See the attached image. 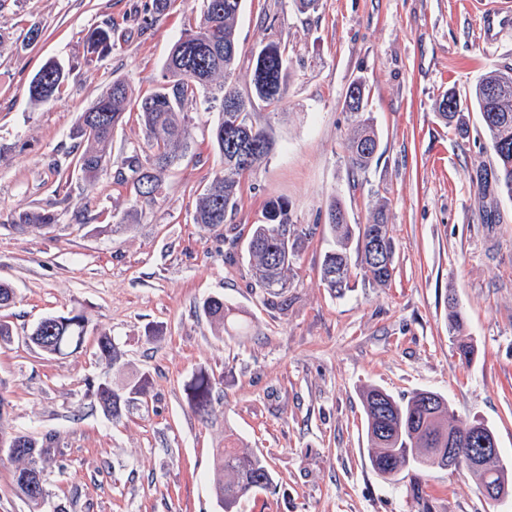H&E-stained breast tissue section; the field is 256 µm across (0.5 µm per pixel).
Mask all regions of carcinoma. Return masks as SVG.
Listing matches in <instances>:
<instances>
[{
	"instance_id": "1",
	"label": "carcinoma",
	"mask_w": 512,
	"mask_h": 512,
	"mask_svg": "<svg viewBox=\"0 0 512 512\" xmlns=\"http://www.w3.org/2000/svg\"><path fill=\"white\" fill-rule=\"evenodd\" d=\"M171 0H151L143 23L149 25L163 16ZM242 0H203L199 19L189 25L172 45L163 66L161 81L148 93L132 98L127 85L112 81L98 100L79 115L71 137L82 149L76 156L73 171L91 184L106 163L107 148L126 114L138 113L145 130L146 149L132 148L124 160L135 199L146 202L161 194L164 175L194 147L192 118L187 105L203 98L207 110L217 114L211 129L210 143L219 155L221 168L198 193L193 222L208 230L233 223L240 198L241 182L248 170L235 155L239 143L257 146L259 164L272 150L266 129L255 120L254 104L279 106L287 89L288 63L279 44L270 42L254 56L251 93L242 94L232 81L239 55L235 22ZM115 29L97 27L86 35V66H93L112 51ZM69 77V71L54 60L46 62L29 84V95L36 104L50 102ZM470 102L480 112L487 145L497 166L494 181L500 192L512 200V68L486 74L470 92ZM345 110L354 116V128L347 140V160L356 174L367 172L379 149L377 133L367 112L366 87L362 79L354 80L345 99ZM441 120L459 133H467L461 100L455 91L444 94L437 104ZM58 213L51 209L31 211L14 209L10 223L20 229L41 228L55 224ZM326 226L333 247L321 262V280L326 288L342 294L350 288L352 270L349 245L356 242L359 266L379 286L387 285L394 272L395 241L391 234L386 205L379 204L366 224H351L339 201L330 199ZM306 232L292 223L288 201L266 202L263 220L251 227L244 253L255 287L263 292L281 294L288 288V272L299 257ZM378 241L384 250V264L375 263L370 245ZM202 311L219 331L242 328L235 323L234 312L221 297H208ZM88 318L81 311L44 318L30 333V342L50 356L73 353L85 343ZM464 316L455 299H448V333L459 335ZM97 356L107 364L119 361V350L111 337L102 334L96 341ZM148 377L141 376L122 387L108 381L88 382L89 391L103 412L114 419L138 397L147 393ZM214 379L205 371L193 374L184 383L189 406L202 416L213 412ZM369 461L372 469L388 481H396L405 471L420 472L448 468V439L458 438L469 430L460 427L450 411L448 401L430 390L414 392L406 400H397L377 387L362 392ZM10 439L22 443V450L9 457L17 462L14 482L18 493L27 501L31 512H42L46 491L43 474L48 464L55 434L41 437L14 434ZM469 451H459L460 461L453 467L462 471L479 491L493 489L503 499L512 497V463L502 454L484 459L482 467L469 472ZM273 487L272 472L265 461L226 438L218 458L213 492L224 512H233L238 501L248 494Z\"/></svg>"
}]
</instances>
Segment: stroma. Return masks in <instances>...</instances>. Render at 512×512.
<instances>
[{"label": "stroma", "mask_w": 512, "mask_h": 512, "mask_svg": "<svg viewBox=\"0 0 512 512\" xmlns=\"http://www.w3.org/2000/svg\"><path fill=\"white\" fill-rule=\"evenodd\" d=\"M149 0H0V308L13 336L0 342V397L14 433L56 435L45 471V512H223L210 478L225 435L264 457L274 491L243 497L235 512H512L490 506L462 472L432 469L392 484L369 462L361 391L398 398L431 390L459 426L484 421L512 458V200L492 178L495 157L478 112L459 134L437 115L448 90L468 96L489 71L512 68V11L485 34L474 0H243L237 20V87H252L254 55L280 44L291 72L278 109L256 103L274 150L249 172L234 218L241 234L268 200L286 199L311 229L288 288H255L245 259L227 261L224 232L193 222L198 189L219 169L209 147L214 115L189 104L197 155L165 177L154 202L117 181L126 153L144 146L137 114L115 132L94 185L73 174L70 132L112 81L150 91L200 0H174L141 27ZM113 24L111 53L86 67L89 30ZM38 25V41L24 35ZM72 73L54 100L33 104L28 86L47 60ZM363 78L380 139L371 168L353 175L344 95ZM337 197L353 224L388 208L394 273L379 286L357 273L343 295L320 280ZM56 210L47 228L20 230L17 206ZM465 316L471 364L448 333V298ZM223 297L247 330L218 335L200 305ZM81 311L79 351L49 358L25 336L43 317ZM114 337L116 365L94 338ZM206 369L214 409L201 419L184 383ZM147 374L150 393L120 420L104 415L89 381Z\"/></svg>", "instance_id": "stroma-1"}]
</instances>
